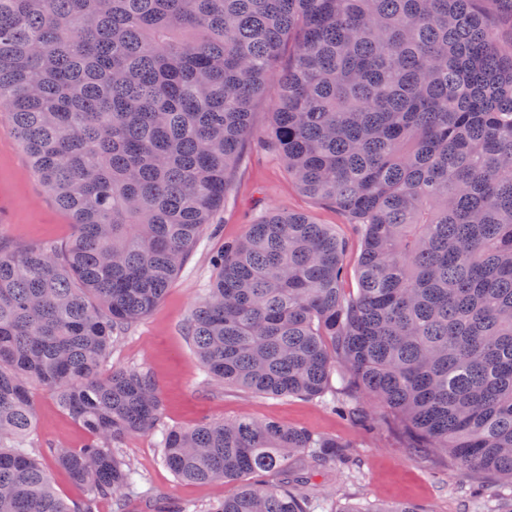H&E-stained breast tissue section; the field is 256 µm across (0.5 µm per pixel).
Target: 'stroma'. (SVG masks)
Instances as JSON below:
<instances>
[{"instance_id":"obj_1","label":"stroma","mask_w":512,"mask_h":512,"mask_svg":"<svg viewBox=\"0 0 512 512\" xmlns=\"http://www.w3.org/2000/svg\"><path fill=\"white\" fill-rule=\"evenodd\" d=\"M269 211L302 212L316 223L333 225L347 244L344 286L347 292H356L361 241L354 225L304 193L289 177L280 156L252 141L246 144L228 186L218 231L201 239L162 301L114 344L103 372L130 365L148 369L163 400L162 421L169 428L247 416L351 443L352 468L329 464L313 478L315 484L335 490L337 507L349 512L398 502L413 503L424 512H490L496 499L511 497L512 488L506 481L459 471L445 457L409 448L383 410L372 411L365 428L315 400L273 398L207 379L184 334L185 323L213 283L212 257L223 250L226 240L241 237L257 216ZM72 232L70 216L37 180L9 129L7 114L0 113V241L13 246L61 243ZM31 392L35 425L29 445L48 469L56 493L68 503L83 502L86 486L74 483L55 464L50 450L81 447L89 435L52 392L39 385ZM159 437V431H145L120 445V453L141 474L130 496L133 512H162L163 507L183 505L191 506L193 512H205L210 503L234 493L232 482L180 480L162 460Z\"/></svg>"}]
</instances>
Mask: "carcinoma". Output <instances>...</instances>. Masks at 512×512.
Returning a JSON list of instances; mask_svg holds the SVG:
<instances>
[{"instance_id":"obj_1","label":"carcinoma","mask_w":512,"mask_h":512,"mask_svg":"<svg viewBox=\"0 0 512 512\" xmlns=\"http://www.w3.org/2000/svg\"><path fill=\"white\" fill-rule=\"evenodd\" d=\"M512 0H0V110L73 220L63 243L0 246V512H131L125 438L158 426L150 374L100 365L160 302L224 207L252 110L265 145L356 226L346 243L270 211L224 242L186 334L217 385L308 399L362 392L411 447L512 481ZM293 42L288 69L283 45ZM89 434L56 448L88 488L56 494L28 436L31 386ZM349 444L248 418L161 429L180 479L238 482L207 512H337L274 476ZM277 91L275 80L268 82L265 95L253 107L252 125L257 132H265L272 120V100Z\"/></svg>"}]
</instances>
